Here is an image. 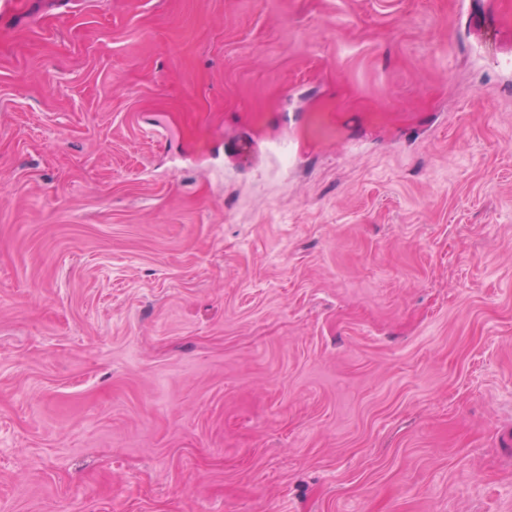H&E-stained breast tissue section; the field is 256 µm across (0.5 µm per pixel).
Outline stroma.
I'll use <instances>...</instances> for the list:
<instances>
[{
    "label": "stroma",
    "mask_w": 512,
    "mask_h": 512,
    "mask_svg": "<svg viewBox=\"0 0 512 512\" xmlns=\"http://www.w3.org/2000/svg\"><path fill=\"white\" fill-rule=\"evenodd\" d=\"M0 512H512V0H0Z\"/></svg>",
    "instance_id": "1"
}]
</instances>
